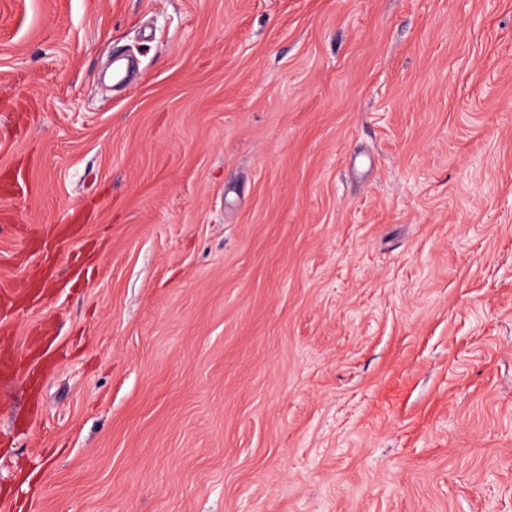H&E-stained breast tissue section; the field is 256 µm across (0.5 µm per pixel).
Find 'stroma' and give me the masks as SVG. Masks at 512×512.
<instances>
[{
    "label": "stroma",
    "mask_w": 512,
    "mask_h": 512,
    "mask_svg": "<svg viewBox=\"0 0 512 512\" xmlns=\"http://www.w3.org/2000/svg\"><path fill=\"white\" fill-rule=\"evenodd\" d=\"M37 271L0 512H512V0H0Z\"/></svg>",
    "instance_id": "obj_1"
}]
</instances>
